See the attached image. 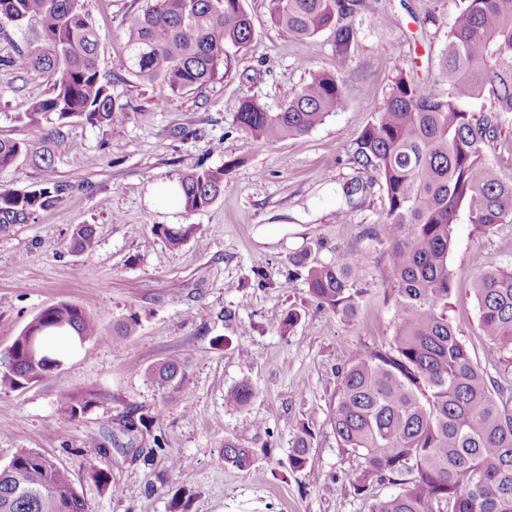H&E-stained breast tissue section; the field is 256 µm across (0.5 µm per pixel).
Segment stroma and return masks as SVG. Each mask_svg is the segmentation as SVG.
Listing matches in <instances>:
<instances>
[{"label":"stroma","mask_w":512,"mask_h":512,"mask_svg":"<svg viewBox=\"0 0 512 512\" xmlns=\"http://www.w3.org/2000/svg\"><path fill=\"white\" fill-rule=\"evenodd\" d=\"M142 3L86 0L102 35V69L131 108L117 126L72 123L70 145L50 174L68 185L64 199L29 223L0 229V350L61 301L94 316L100 332L68 352L60 370L0 392V463L20 448L45 452L69 471L90 512H170L177 497L186 512H369L373 498L397 488L384 482L369 495L354 493L344 473L360 460L338 448L330 418L349 351L388 341L394 309L390 246L376 234L385 195L371 181L346 200L355 175L350 150L398 70L437 79L461 0H361L350 18L358 37L344 52L329 29L302 46L273 23L271 0H245L255 38L236 75L178 97L126 70V19ZM377 15L384 24L374 23ZM318 71L335 74L346 97L311 132L263 143L237 126L244 99L279 111ZM48 87L40 73L0 66V136L39 138L14 117ZM200 164L226 166L223 196L196 212L157 203L159 187ZM79 224L94 229L82 252L69 245ZM158 224H192L196 232L172 247L154 234ZM303 251L325 263L359 253L364 298L354 321L317 306L293 262ZM490 265L512 269V224L483 234L459 214L448 317L495 386L512 389V355L479 329L473 282ZM291 308L300 320L286 331ZM168 357L187 360L189 381L185 395L165 400L143 371ZM243 381L254 387L253 400L227 405L226 392ZM74 392L93 393L96 402L68 420L60 405ZM128 415L159 421L132 447L113 446L110 436ZM304 425L314 434L311 469L294 472L288 455ZM158 433L162 451L144 459ZM228 438L254 451L250 471L225 466ZM90 455L111 474L110 487L88 477ZM178 458L187 466H175Z\"/></svg>","instance_id":"obj_1"}]
</instances>
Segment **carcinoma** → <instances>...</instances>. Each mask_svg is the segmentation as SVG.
I'll return each instance as SVG.
<instances>
[{
  "mask_svg": "<svg viewBox=\"0 0 512 512\" xmlns=\"http://www.w3.org/2000/svg\"><path fill=\"white\" fill-rule=\"evenodd\" d=\"M359 0H272V19L306 46L333 30L346 51L356 30L346 21ZM11 25L33 33L26 47L0 57V64L46 76L49 93L15 120L49 127L36 140L0 138V172L31 160L49 173L23 189L0 187V227L26 224L59 203L67 185L50 176L55 153L67 143L64 128L75 121L115 125L129 105L112 92L101 71V35L85 0H0V30ZM255 37L244 0H144L127 19L128 71L140 83L161 81L181 95L231 74L237 53ZM380 112L357 138L350 164L357 176L344 189L348 204L364 189L358 174L380 182L387 200L378 234L391 246L394 305L389 342L354 349L341 372L331 426L339 447L362 459L345 473L358 495L382 482L402 487L377 498L370 512H512V407L493 392L448 319L453 284L448 269L459 210L484 233L512 223V181L498 177L484 147L498 138L512 114V0H463L448 31L439 76L442 96L409 79L402 68ZM490 95L494 106L472 104ZM345 90L336 75L318 72L289 96L278 112L255 99L242 101L236 124L251 138L277 142L305 135L340 106ZM179 203L199 211L224 194V167L199 166L178 182ZM173 246L187 241L194 225L154 226ZM93 230L77 226L70 247L83 251ZM317 304L351 321L363 293L356 287L360 256L340 254L323 263L303 254ZM481 334L512 353V272L489 266L474 281ZM96 319L61 301L37 313L0 351V390L25 389L59 369L64 357L51 342L68 336L80 345L98 336ZM164 399L187 389L188 366L166 359L144 370ZM254 390L241 382L225 395L245 407ZM93 398L69 395L62 414L75 420ZM313 433L304 426L288 456L289 469L304 470ZM224 464L252 469L253 451L226 439ZM0 512H89L70 473L36 449H21L0 465Z\"/></svg>",
  "mask_w": 512,
  "mask_h": 512,
  "instance_id": "cac0c4a2",
  "label": "carcinoma"
}]
</instances>
